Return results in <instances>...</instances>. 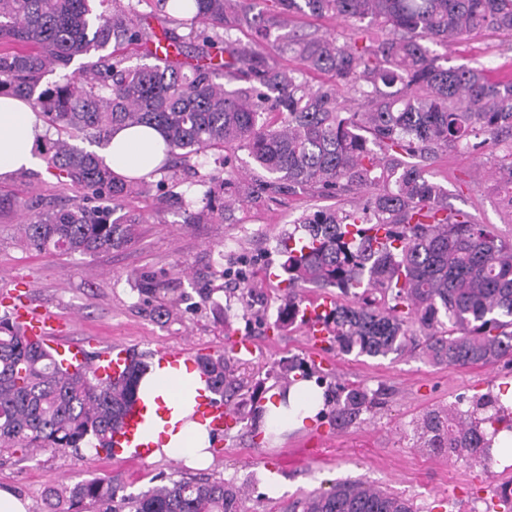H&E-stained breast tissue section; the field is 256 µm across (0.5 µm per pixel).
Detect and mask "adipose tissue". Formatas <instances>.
<instances>
[{
	"label": "adipose tissue",
	"instance_id": "obj_1",
	"mask_svg": "<svg viewBox=\"0 0 512 512\" xmlns=\"http://www.w3.org/2000/svg\"><path fill=\"white\" fill-rule=\"evenodd\" d=\"M43 134V119L29 103L17 97L0 96V177L38 165ZM163 149V137L158 130L135 126L117 131L96 154L119 176L146 177L160 165ZM197 387V373L183 370L173 372L158 368L142 379L139 394L143 399L151 401L159 396L174 405L171 425L159 420L148 431L154 444V457L164 456L193 465L210 461V429L207 423L191 417ZM288 397L298 405L294 413H283L281 405L272 400L267 401L266 407L269 414H283L291 430L304 427L324 404L321 389L307 380L293 384Z\"/></svg>",
	"mask_w": 512,
	"mask_h": 512
}]
</instances>
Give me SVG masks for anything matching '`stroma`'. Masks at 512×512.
Masks as SVG:
<instances>
[{"label": "stroma", "instance_id": "1", "mask_svg": "<svg viewBox=\"0 0 512 512\" xmlns=\"http://www.w3.org/2000/svg\"><path fill=\"white\" fill-rule=\"evenodd\" d=\"M434 51L449 65L479 67L494 79L512 77L511 36L488 31ZM511 151L512 134L502 132L485 147L463 144L440 153L425 168L429 181L447 189L449 208L509 242L512 198L501 188L497 162ZM223 177V168L209 158L191 172L177 167L157 173L150 196L125 203L126 210L145 217L131 243L95 255L64 256L27 247L20 227L30 216L24 202L38 197L58 207L68 203L72 191L59 187L43 165L0 178V193L19 201L0 210V291L22 287L33 304L70 318L69 338L78 344L95 337L146 355L167 345L205 356L224 351L228 337H247L253 350L241 355L239 373L250 387L272 386L266 376L272 366L293 356L311 357L300 325L278 333L267 328L279 315L284 289L279 238L303 212L332 206L333 200L266 194L235 207L228 220L186 223V208H201L204 192ZM239 269L257 282L251 296H242L232 276ZM142 275L156 276L169 292L184 295L177 315L157 317L139 298L133 286ZM202 288L209 289L208 298H200ZM322 367L328 373L326 402L334 401L342 384L386 390L384 404L338 428L328 411H321L304 429L259 448L243 433L231 432L214 440L211 463L200 472L165 457L141 462L103 455L80 461L67 450L0 452V488L29 498L30 512H47L46 489L104 474L117 478L128 494L168 476L225 479L243 488L248 512H282L290 499L346 478L411 499L419 512H487L497 503L499 486L512 481L511 463L494 458L486 473L461 459L424 453L415 445L412 427L427 410L512 384V359L488 366H436L417 356L355 357L327 350ZM268 476L283 482L281 496H268L263 486Z\"/></svg>", "mask_w": 512, "mask_h": 512}]
</instances>
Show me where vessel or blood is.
Wrapping results in <instances>:
<instances>
[{"label": "vessel or blood", "mask_w": 512, "mask_h": 512, "mask_svg": "<svg viewBox=\"0 0 512 512\" xmlns=\"http://www.w3.org/2000/svg\"><path fill=\"white\" fill-rule=\"evenodd\" d=\"M332 303L331 296L325 295L305 307L302 314V326L310 348H317L327 335V328L321 315ZM10 320L25 336L50 346L61 358L65 367L74 369L92 365L96 375L101 378L122 375L129 363L131 354L125 345L110 343L98 352L94 362H86L84 346L70 342L64 336L66 323L56 312L34 306L25 299L12 297L8 305ZM160 366L179 367L180 364L194 365L195 357L191 350L161 346L157 349ZM195 416L208 422L214 435H222L230 422L224 403L215 392L199 393L193 406ZM147 406L143 399H136L126 408L121 424L112 436V454L116 457L129 456L147 460L152 454L151 444L143 439Z\"/></svg>", "instance_id": "1"}]
</instances>
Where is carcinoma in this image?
I'll use <instances>...</instances> for the list:
<instances>
[{"label": "carcinoma", "instance_id": "1", "mask_svg": "<svg viewBox=\"0 0 512 512\" xmlns=\"http://www.w3.org/2000/svg\"><path fill=\"white\" fill-rule=\"evenodd\" d=\"M127 5H122V2ZM143 0H0V95L27 99L55 129L47 158L76 202L47 208L23 225L24 242L39 251L94 255L131 243L143 218L122 203L146 196L152 184L123 178L91 152L72 144L104 141L119 126L150 125L164 137L163 168H193L194 157L220 152L225 165L240 151L254 177H226L190 214L213 222L260 191L341 198L362 196L350 209L321 208L301 215L281 239L288 292L272 330L297 321L304 290L336 289L323 315L329 343L340 353L386 357L418 354L436 365H490L512 356V243L448 209V190L424 177L423 163L481 135L512 132V80L484 70L445 66L426 43L467 40L492 30L512 35V0H151L173 27L146 30L135 3ZM296 12L344 19L351 36L282 32ZM381 30L373 36L371 27ZM181 28L180 35L175 29ZM253 34L249 44L232 31ZM299 63L269 64L271 41ZM166 42L174 54L153 49ZM136 44L151 64L105 68L71 63L113 46ZM61 72L45 84V76ZM333 82L312 85L306 75ZM498 169L512 200V151ZM385 230L377 240L373 231ZM142 301L161 317L182 297H170L152 277L138 281ZM149 370L135 353L116 379L98 378L86 365L74 372L43 343L0 317V449H69L112 455V432L138 398ZM197 370L225 397L242 382L226 354L198 358ZM305 379L316 368L292 360L288 374ZM333 418L355 421L372 403L362 387H343ZM512 429V408L486 393L473 409L451 403L425 413L413 428L424 450L452 448L473 458L497 425ZM49 512H242L236 485L196 478L170 479L124 494L117 478L98 476L45 491ZM285 512H414L413 504L362 480L344 479L327 491L288 502Z\"/></svg>", "mask_w": 512, "mask_h": 512}]
</instances>
